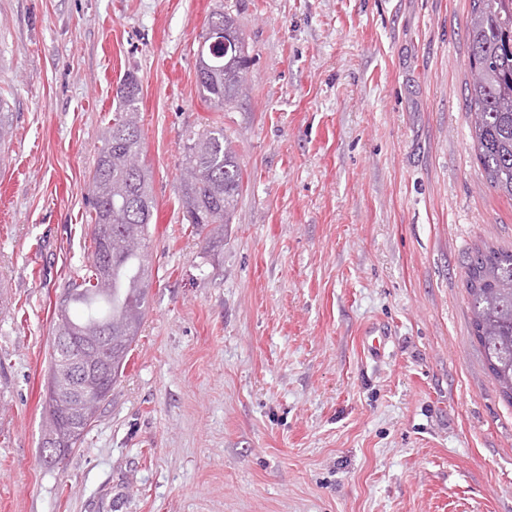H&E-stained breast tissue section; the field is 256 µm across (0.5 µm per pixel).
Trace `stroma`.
Returning <instances> with one entry per match:
<instances>
[{
	"instance_id": "obj_1",
	"label": "stroma",
	"mask_w": 512,
	"mask_h": 512,
	"mask_svg": "<svg viewBox=\"0 0 512 512\" xmlns=\"http://www.w3.org/2000/svg\"><path fill=\"white\" fill-rule=\"evenodd\" d=\"M223 10L250 61L219 112L197 65ZM469 18L470 0H0V512H512V405L462 267L512 249L465 110ZM130 73L149 311L86 443L48 466L56 304ZM206 125L243 176L213 253L179 196Z\"/></svg>"
}]
</instances>
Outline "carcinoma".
Wrapping results in <instances>:
<instances>
[{
  "instance_id": "carcinoma-1",
  "label": "carcinoma",
  "mask_w": 512,
  "mask_h": 512,
  "mask_svg": "<svg viewBox=\"0 0 512 512\" xmlns=\"http://www.w3.org/2000/svg\"><path fill=\"white\" fill-rule=\"evenodd\" d=\"M466 112L477 158L489 186L512 199V0H470ZM224 27L228 47L204 40L197 77L201 97L225 110L244 95L249 59L244 38L226 12L208 27ZM120 112L107 128L91 180V245L85 273L57 303L54 356L44 389L42 456L56 465L82 445L95 416L59 418L77 402L76 374L94 372L103 402L124 371L147 314L152 278L148 245L154 200L149 170L139 161L140 85L128 74L117 89ZM242 173L224 129L207 126L186 139L180 192L187 221L199 230L223 231L237 207ZM471 325L487 366L512 403V250L485 247L466 255Z\"/></svg>"
}]
</instances>
